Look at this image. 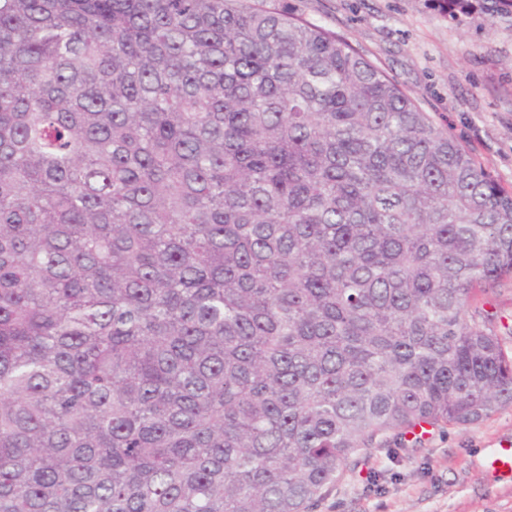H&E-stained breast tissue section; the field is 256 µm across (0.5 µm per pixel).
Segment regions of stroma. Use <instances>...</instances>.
Listing matches in <instances>:
<instances>
[{"label":"stroma","mask_w":512,"mask_h":512,"mask_svg":"<svg viewBox=\"0 0 512 512\" xmlns=\"http://www.w3.org/2000/svg\"><path fill=\"white\" fill-rule=\"evenodd\" d=\"M393 76L449 135L512 190V25L449 0H288ZM484 309L512 355V282ZM512 442V405L474 424L435 428L406 446L352 456L314 512H512V478L490 452Z\"/></svg>","instance_id":"stroma-1"}]
</instances>
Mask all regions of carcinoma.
<instances>
[{"mask_svg":"<svg viewBox=\"0 0 512 512\" xmlns=\"http://www.w3.org/2000/svg\"><path fill=\"white\" fill-rule=\"evenodd\" d=\"M507 280L512 190L288 0H0V512H314L512 404ZM483 309L493 318V326L500 336L504 350L512 355V282L505 281L485 299Z\"/></svg>","mask_w":512,"mask_h":512,"instance_id":"carcinoma-1","label":"carcinoma"}]
</instances>
